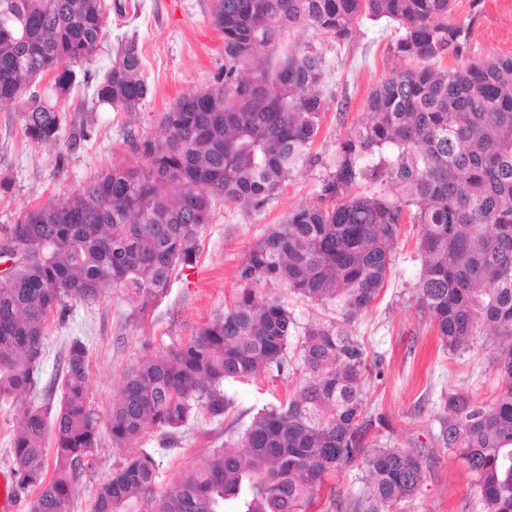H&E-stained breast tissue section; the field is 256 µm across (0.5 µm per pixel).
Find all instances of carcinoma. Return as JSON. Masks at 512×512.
<instances>
[{
    "label": "carcinoma",
    "mask_w": 512,
    "mask_h": 512,
    "mask_svg": "<svg viewBox=\"0 0 512 512\" xmlns=\"http://www.w3.org/2000/svg\"><path fill=\"white\" fill-rule=\"evenodd\" d=\"M381 20L398 30L392 54L412 65L370 93L324 165L318 202L249 250L224 314L126 370L108 427L112 447L134 452L101 484L93 512L141 496L151 512H313L326 479L356 462L365 490L350 497L332 486L326 509L379 512L413 499L424 456L371 437L385 421L365 406L368 356L355 334L395 264L403 224L422 229L418 301L442 345L456 353L483 333L501 340L494 401L449 393L436 440L466 464L483 512H512V56L442 66L474 53L472 19L452 18L451 0H214L224 34L216 85L179 97L158 117L159 135L130 136L135 164H114L7 228L23 258L0 276V400L36 387L50 323L71 301L115 288L129 319H145L175 270L194 262L215 202L259 211L316 162L325 58L312 44L279 52L285 35L313 28L340 46ZM107 22L102 0H0V104L18 105L32 143L64 144L59 165L81 139L63 137L59 103L74 89H93L115 112H136L150 95L132 36L103 74L82 70ZM266 288L326 314L300 326ZM293 336L305 377L287 403L259 410L203 467L153 496L156 461L141 449L149 433L170 440L200 414L224 421L233 405L224 383L288 370ZM63 361L59 397L17 407L12 469L15 488L33 493L28 512H71L99 447L86 344L71 340Z\"/></svg>",
    "instance_id": "cac0c4a2"
}]
</instances>
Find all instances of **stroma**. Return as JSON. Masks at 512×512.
Returning <instances> with one entry per match:
<instances>
[{"instance_id": "1", "label": "stroma", "mask_w": 512, "mask_h": 512, "mask_svg": "<svg viewBox=\"0 0 512 512\" xmlns=\"http://www.w3.org/2000/svg\"><path fill=\"white\" fill-rule=\"evenodd\" d=\"M124 16L110 15L107 32L87 67L104 72L112 63L120 37L137 34L151 93L136 114L115 112L95 103L90 90L73 91L65 103L66 132L87 130L79 148L57 162V148L27 141L17 106L0 105V231L24 211L78 193L112 164L135 161L130 136L159 133L158 117L180 96L214 85L224 65V36L211 21L213 0H123ZM455 19H471V44L477 55H512V0H453ZM385 22H365L353 42L336 48L324 36L306 29L293 33V44H313L326 57L323 92L327 100L313 152L316 164L294 174L262 211L218 203L203 229L194 265L174 276L168 293L140 323L128 318L123 293L107 288L90 301H72L65 324L52 325L41 363V386L29 400L44 399L43 383L59 373L67 344L81 339L89 349V402L99 414L101 445L75 486L72 512H92L99 486L124 461L113 448L106 417L119 397L123 374L143 357L147 347L179 343L234 299L238 269L250 248L272 224L294 209L316 203L322 163L359 119L369 93L395 70L403 68L388 49L396 37ZM420 228L401 227L396 264L381 294L361 314L356 334L364 339L377 365L365 388L369 412L384 414L396 448L422 449L427 479L421 491L398 512H480L474 478L460 460L435 440L448 393L466 392L492 401L501 377L493 348L485 337L458 354L447 353L416 295L421 272L417 254ZM300 375L294 371L262 373L250 382H229L225 389L234 406L220 423L199 418L178 433L170 449L158 438L145 447L153 452L157 473L154 494L163 493L180 472L202 466L225 439L240 432L264 406L284 399Z\"/></svg>"}]
</instances>
